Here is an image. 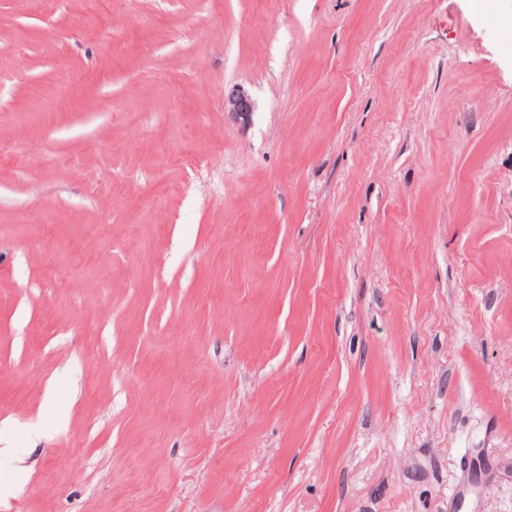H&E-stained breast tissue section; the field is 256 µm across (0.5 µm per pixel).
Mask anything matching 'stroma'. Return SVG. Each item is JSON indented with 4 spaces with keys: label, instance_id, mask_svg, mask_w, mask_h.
<instances>
[{
    "label": "stroma",
    "instance_id": "35a3bbf8",
    "mask_svg": "<svg viewBox=\"0 0 512 512\" xmlns=\"http://www.w3.org/2000/svg\"><path fill=\"white\" fill-rule=\"evenodd\" d=\"M469 4L0 0V512H512Z\"/></svg>",
    "mask_w": 512,
    "mask_h": 512
}]
</instances>
